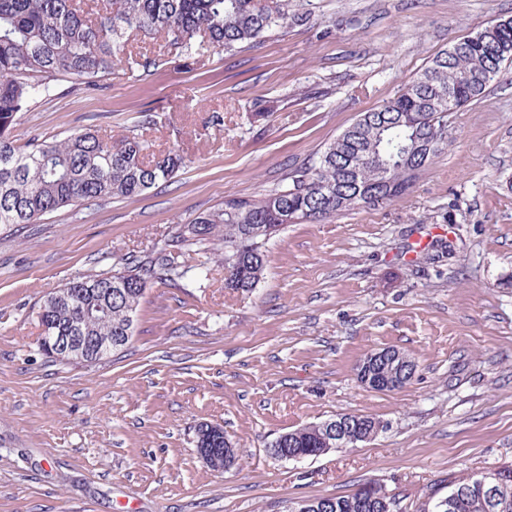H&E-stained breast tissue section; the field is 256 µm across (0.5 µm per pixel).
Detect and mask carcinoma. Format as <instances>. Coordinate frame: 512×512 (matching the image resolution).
<instances>
[{"label":"carcinoma","mask_w":512,"mask_h":512,"mask_svg":"<svg viewBox=\"0 0 512 512\" xmlns=\"http://www.w3.org/2000/svg\"><path fill=\"white\" fill-rule=\"evenodd\" d=\"M310 17L296 0H0V224H35L61 208L138 196L180 170L177 153L145 154L140 128L151 123L148 116L116 138L86 128L21 147L11 137L20 115L62 83L102 89L124 59L145 72L156 66V58L141 52L127 55L130 35L163 38L188 68L205 45L233 54ZM507 64L512 19L458 40L394 97L351 123L314 163L289 172L283 186L227 198L181 226L166 246L67 282L56 291L62 300L39 306L38 322L48 337L39 349L50 357L53 337L79 332L118 352L126 344L117 341L133 336L148 283L194 288L206 280L211 263L224 266L225 287L252 290L263 275L266 241L285 225L335 218L367 197L364 208L374 209L409 190L407 149L429 145L422 159L430 161L448 144V113L479 101ZM188 252L206 259L189 264ZM100 288L112 289L108 312L94 308ZM226 441L222 427L206 424L198 429L196 448L210 449L222 462ZM327 447V433L317 423L282 434L273 450L282 458H307ZM491 475L500 485L497 509L485 505L481 476L470 475L453 483L431 512H512V468ZM385 493L367 482L349 495L309 499L324 510L308 512H384Z\"/></svg>","instance_id":"carcinoma-1"}]
</instances>
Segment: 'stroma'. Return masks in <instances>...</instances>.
Wrapping results in <instances>:
<instances>
[{
	"mask_svg": "<svg viewBox=\"0 0 512 512\" xmlns=\"http://www.w3.org/2000/svg\"><path fill=\"white\" fill-rule=\"evenodd\" d=\"M303 25L194 69L116 68L106 89L65 84L13 129L16 144L142 113L150 152L184 166L142 195L0 224V512H285L376 482L421 512L451 483L512 467V66L450 115L448 145L378 208L290 224L253 291L149 284L122 353L87 364L38 345L39 304L73 278L165 246L229 197L311 162L361 113L512 0H312ZM221 113L223 127L209 118ZM417 370L394 391L357 379L373 351ZM339 414L384 428L353 448L282 460V433ZM238 458L212 470L199 425ZM226 441L233 444L224 435V429L218 425H201L197 432L196 448H209L212 454L222 463L224 468V449L227 448ZM228 444V448L232 446Z\"/></svg>",
	"mask_w": 512,
	"mask_h": 512,
	"instance_id": "obj_1",
	"label": "stroma"
}]
</instances>
